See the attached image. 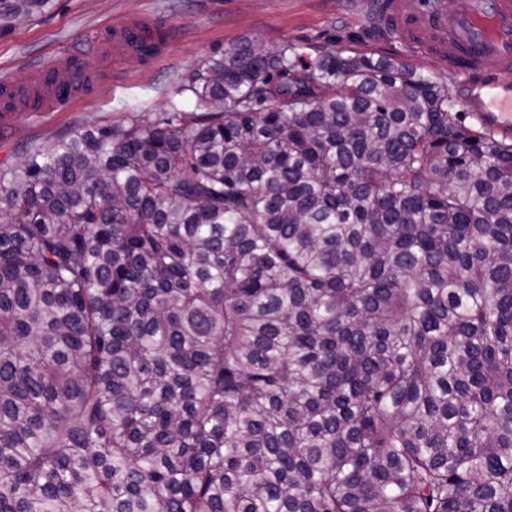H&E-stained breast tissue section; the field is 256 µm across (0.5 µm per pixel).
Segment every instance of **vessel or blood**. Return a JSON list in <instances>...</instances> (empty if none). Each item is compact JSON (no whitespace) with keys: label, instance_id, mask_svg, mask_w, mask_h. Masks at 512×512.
<instances>
[{"label":"vessel or blood","instance_id":"1","mask_svg":"<svg viewBox=\"0 0 512 512\" xmlns=\"http://www.w3.org/2000/svg\"><path fill=\"white\" fill-rule=\"evenodd\" d=\"M367 21L404 49L447 61L461 75L462 109L481 129L512 135V0H361ZM160 27L135 17L106 30L104 50L121 60ZM97 80L67 54L33 71L21 86H0L15 110L50 112L72 103Z\"/></svg>","mask_w":512,"mask_h":512}]
</instances>
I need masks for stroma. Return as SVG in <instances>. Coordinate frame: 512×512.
I'll return each mask as SVG.
<instances>
[{"instance_id":"obj_1","label":"stroma","mask_w":512,"mask_h":512,"mask_svg":"<svg viewBox=\"0 0 512 512\" xmlns=\"http://www.w3.org/2000/svg\"><path fill=\"white\" fill-rule=\"evenodd\" d=\"M139 15L158 16L169 24L164 52L147 62L130 56L115 69H105L93 49L100 29ZM244 39L291 42L302 47L308 61L334 47L393 56L447 82L452 96L460 81L447 62L407 52L378 33L358 0H55L50 12L0 31V81L24 82L32 65L72 51L92 63L100 86L63 111L40 119L20 112L13 125L0 126V167L22 164L31 148H49L80 125H116L132 111L152 119L186 109L179 86L203 59Z\"/></svg>"}]
</instances>
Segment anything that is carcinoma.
I'll return each mask as SVG.
<instances>
[{
	"mask_svg": "<svg viewBox=\"0 0 512 512\" xmlns=\"http://www.w3.org/2000/svg\"><path fill=\"white\" fill-rule=\"evenodd\" d=\"M299 56L0 169V512H512V141Z\"/></svg>",
	"mask_w": 512,
	"mask_h": 512,
	"instance_id": "carcinoma-1",
	"label": "carcinoma"
}]
</instances>
